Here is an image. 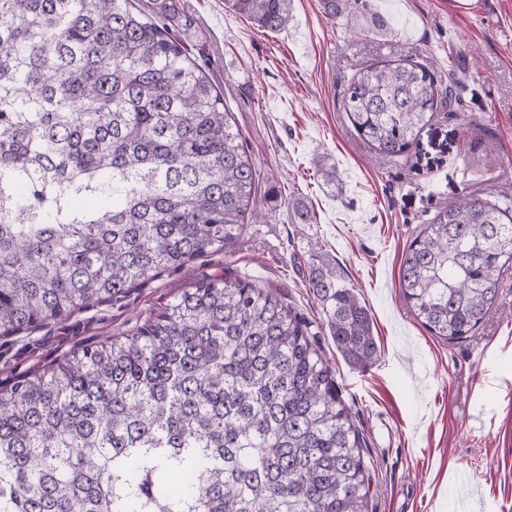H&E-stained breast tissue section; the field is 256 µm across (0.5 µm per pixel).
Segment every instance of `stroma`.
Masks as SVG:
<instances>
[{
  "instance_id": "stroma-1",
  "label": "stroma",
  "mask_w": 512,
  "mask_h": 512,
  "mask_svg": "<svg viewBox=\"0 0 512 512\" xmlns=\"http://www.w3.org/2000/svg\"><path fill=\"white\" fill-rule=\"evenodd\" d=\"M366 0L382 33L351 32L320 0H294L285 30L177 0V32L224 94L259 183L266 223H248L231 257L209 253L116 301L0 337V386L81 345L131 329L203 273L231 269L320 321L313 268L340 273L370 311L378 359L346 362L321 344L373 463L372 512H512V274L473 336L423 328L398 286L405 248L436 210L476 194L512 210V0ZM410 60L439 88L459 86L408 153L378 163L350 125L344 91L363 66ZM317 214L299 224L292 206Z\"/></svg>"
}]
</instances>
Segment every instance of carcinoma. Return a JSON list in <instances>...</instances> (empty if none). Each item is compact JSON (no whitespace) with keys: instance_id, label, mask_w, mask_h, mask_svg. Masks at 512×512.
Masks as SVG:
<instances>
[{"instance_id":"cac0c4a2","label":"carcinoma","mask_w":512,"mask_h":512,"mask_svg":"<svg viewBox=\"0 0 512 512\" xmlns=\"http://www.w3.org/2000/svg\"><path fill=\"white\" fill-rule=\"evenodd\" d=\"M0 0V335L118 300L239 238L256 172L224 99L167 24L175 0ZM294 0H224L270 32ZM378 32L361 0H320ZM414 63L363 67L344 111L376 157L451 106ZM512 270V214L436 211L399 268L431 333H473ZM337 352L379 348L336 271L309 276ZM365 438L312 322L224 269L125 336L0 388V512H369Z\"/></svg>"}]
</instances>
